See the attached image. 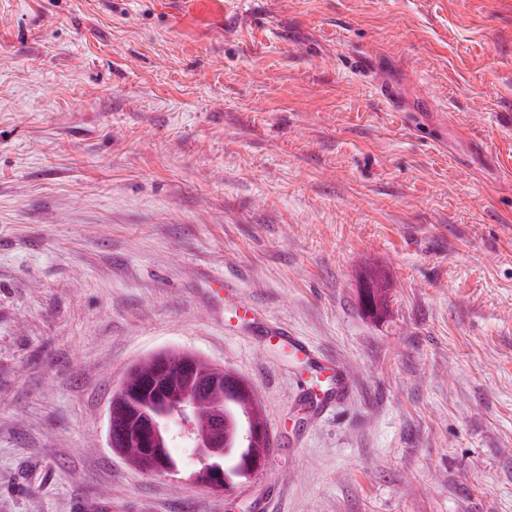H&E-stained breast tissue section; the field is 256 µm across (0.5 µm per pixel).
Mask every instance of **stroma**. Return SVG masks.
<instances>
[{
    "instance_id": "35a3bbf8",
    "label": "stroma",
    "mask_w": 512,
    "mask_h": 512,
    "mask_svg": "<svg viewBox=\"0 0 512 512\" xmlns=\"http://www.w3.org/2000/svg\"><path fill=\"white\" fill-rule=\"evenodd\" d=\"M241 301L343 365L336 408ZM167 348L248 382L262 470L216 492L182 448L174 477L112 451ZM90 499L512 512V0H0V512Z\"/></svg>"
}]
</instances>
